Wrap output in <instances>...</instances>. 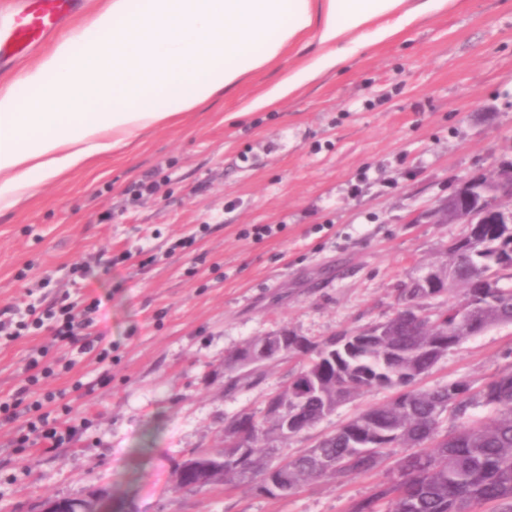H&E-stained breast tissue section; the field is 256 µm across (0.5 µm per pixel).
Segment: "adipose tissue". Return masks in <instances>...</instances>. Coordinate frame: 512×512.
Wrapping results in <instances>:
<instances>
[{"instance_id":"1","label":"adipose tissue","mask_w":512,"mask_h":512,"mask_svg":"<svg viewBox=\"0 0 512 512\" xmlns=\"http://www.w3.org/2000/svg\"><path fill=\"white\" fill-rule=\"evenodd\" d=\"M442 0H103L17 82L0 88V210L36 186L169 125L298 44L319 55L253 98L269 110L352 53L402 37Z\"/></svg>"}]
</instances>
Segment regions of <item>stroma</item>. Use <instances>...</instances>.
<instances>
[{
    "label": "stroma",
    "mask_w": 512,
    "mask_h": 512,
    "mask_svg": "<svg viewBox=\"0 0 512 512\" xmlns=\"http://www.w3.org/2000/svg\"><path fill=\"white\" fill-rule=\"evenodd\" d=\"M298 46L243 85L144 133L132 148L42 183L0 212V310L102 298L111 358H80L45 387L83 421L45 452L0 423V512L48 498L110 495L131 512H349L386 481L378 470L319 479L285 497L246 485L173 488L191 452L222 448L224 424L261 412L300 360L230 388L225 358L285 329L314 342L388 320L398 288L442 260L463 224L430 213L464 181L512 161V0H448L397 41L348 57L265 112L247 104L300 63ZM156 174L159 195L131 186ZM272 225L260 238L256 227ZM45 333L0 343V399L26 376ZM512 371V325L451 349L421 386H481ZM392 392L340 404L288 440L295 453Z\"/></svg>",
    "instance_id": "stroma-1"
}]
</instances>
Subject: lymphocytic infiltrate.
<instances>
[{"instance_id":"obj_1","label":"lymphocytic infiltrate","mask_w":512,"mask_h":512,"mask_svg":"<svg viewBox=\"0 0 512 512\" xmlns=\"http://www.w3.org/2000/svg\"><path fill=\"white\" fill-rule=\"evenodd\" d=\"M100 307L99 302H92L83 311H76L74 304L68 303L59 309L42 311L29 309L28 321H13L12 317H0V338L8 340L19 336L26 326L38 330H47L56 342L69 349L70 354L64 358L47 360L46 353L37 349L29 357V374L18 394L30 397V418L20 425L15 444L21 448L39 445L46 449L63 447L70 443L77 427L71 419L49 410V403L57 399L56 392L43 391L39 388L40 379L49 377L54 370L70 372L77 357L94 355L98 362H105L110 352L103 347L101 334L94 332L95 314Z\"/></svg>"}]
</instances>
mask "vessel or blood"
Instances as JSON below:
<instances>
[{"instance_id":"1","label":"vessel or blood","mask_w":512,"mask_h":512,"mask_svg":"<svg viewBox=\"0 0 512 512\" xmlns=\"http://www.w3.org/2000/svg\"><path fill=\"white\" fill-rule=\"evenodd\" d=\"M79 0H23L0 27V61L18 56L40 44L76 11Z\"/></svg>"}]
</instances>
